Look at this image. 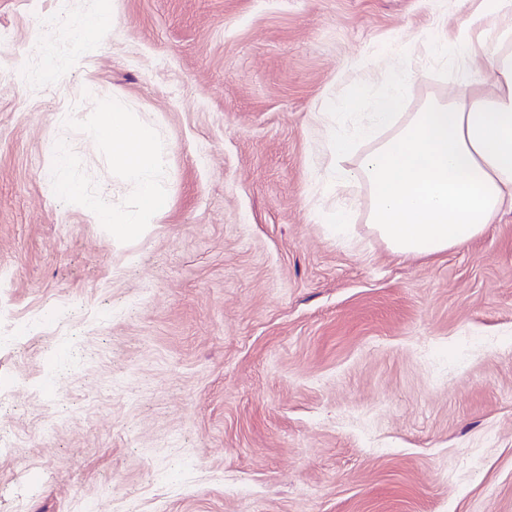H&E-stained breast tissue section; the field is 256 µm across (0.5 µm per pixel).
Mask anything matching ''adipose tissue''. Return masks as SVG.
<instances>
[{
    "mask_svg": "<svg viewBox=\"0 0 512 512\" xmlns=\"http://www.w3.org/2000/svg\"><path fill=\"white\" fill-rule=\"evenodd\" d=\"M466 26L430 34L431 51L455 64L458 88L404 111L413 78L396 53L385 58L386 90L351 99L368 115L355 130L328 126L320 136L331 159L324 191L368 187L367 222L394 252L433 256L465 247L512 210V0H469ZM76 47L119 35L115 21L68 18ZM369 143L355 165L342 158L353 141Z\"/></svg>",
    "mask_w": 512,
    "mask_h": 512,
    "instance_id": "1",
    "label": "adipose tissue"
}]
</instances>
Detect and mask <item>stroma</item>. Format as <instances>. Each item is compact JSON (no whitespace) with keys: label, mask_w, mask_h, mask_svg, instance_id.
Here are the masks:
<instances>
[{"label":"stroma","mask_w":512,"mask_h":512,"mask_svg":"<svg viewBox=\"0 0 512 512\" xmlns=\"http://www.w3.org/2000/svg\"><path fill=\"white\" fill-rule=\"evenodd\" d=\"M116 17L85 48L63 19ZM465 0H0V512H512V213L390 251L367 187L325 195L313 113L386 82L454 89L427 33ZM113 98L167 154L122 243L50 188L49 144ZM71 148L103 196L132 186ZM345 209L351 233L322 215ZM53 326L4 343L15 318ZM52 359L58 393L29 392Z\"/></svg>","instance_id":"stroma-1"}]
</instances>
